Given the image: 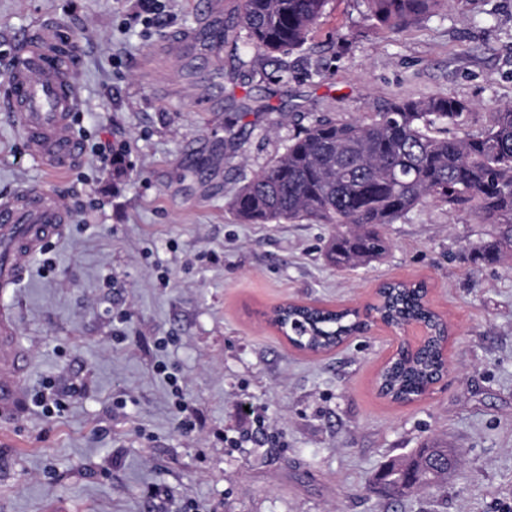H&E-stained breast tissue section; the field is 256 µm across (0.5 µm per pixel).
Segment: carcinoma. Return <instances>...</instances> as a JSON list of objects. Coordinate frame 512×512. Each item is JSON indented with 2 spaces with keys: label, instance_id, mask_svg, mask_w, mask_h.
Listing matches in <instances>:
<instances>
[{
  "label": "carcinoma",
  "instance_id": "1",
  "mask_svg": "<svg viewBox=\"0 0 512 512\" xmlns=\"http://www.w3.org/2000/svg\"><path fill=\"white\" fill-rule=\"evenodd\" d=\"M327 0H242L239 21L246 46L268 52L307 40ZM381 24L398 31L449 4V0H365ZM467 102L445 94L398 97L372 107L368 122L316 119L285 151L236 193L232 207L246 222L332 224L328 246L338 268L365 265L389 250L381 227L418 205L439 201L494 225L492 238L471 247L474 259L497 264L512 252V105L495 113L477 135H448ZM294 346L330 351L377 323L422 324L424 342L405 344L381 368L380 395L407 403L421 397L440 375L447 340L444 320L426 300V288L402 282L382 285L376 302L329 309L291 304L279 312ZM453 449L426 445L377 475L394 495L434 485L447 477Z\"/></svg>",
  "mask_w": 512,
  "mask_h": 512
}]
</instances>
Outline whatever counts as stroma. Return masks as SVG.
<instances>
[{"label":"stroma","mask_w":512,"mask_h":512,"mask_svg":"<svg viewBox=\"0 0 512 512\" xmlns=\"http://www.w3.org/2000/svg\"><path fill=\"white\" fill-rule=\"evenodd\" d=\"M195 2L0 0V77L16 34L45 19L77 40L86 144L49 175L0 110V197L43 186L67 205L93 189L0 298L30 358L0 415V512H512V270L466 257L492 225L431 202L386 225L382 258L339 270L332 226L247 224L230 207L319 118L446 94L469 104L452 133L486 130L512 104V0H451L398 33L365 0H327L286 54L244 52L241 0ZM99 143L122 163L101 165ZM384 281L426 282L450 328L447 377L412 403L375 387L390 330L312 355L266 321L289 301L364 305ZM49 381L84 384L63 415L34 401ZM432 439L460 469L390 499L374 475Z\"/></svg>","instance_id":"35a3bbf8"}]
</instances>
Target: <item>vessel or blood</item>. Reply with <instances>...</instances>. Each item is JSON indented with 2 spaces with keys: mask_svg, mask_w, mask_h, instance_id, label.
Listing matches in <instances>:
<instances>
[{
  "mask_svg": "<svg viewBox=\"0 0 512 512\" xmlns=\"http://www.w3.org/2000/svg\"><path fill=\"white\" fill-rule=\"evenodd\" d=\"M18 60L0 81V109L10 112L29 154L47 171H68L81 160L72 129L80 92L71 74L76 57L59 27L39 23L16 37ZM71 222L69 210L41 187L0 198V294L25 277L32 256ZM28 364L12 311L0 309V411L16 410Z\"/></svg>",
  "mask_w": 512,
  "mask_h": 512,
  "instance_id": "obj_1",
  "label": "vessel or blood"
}]
</instances>
